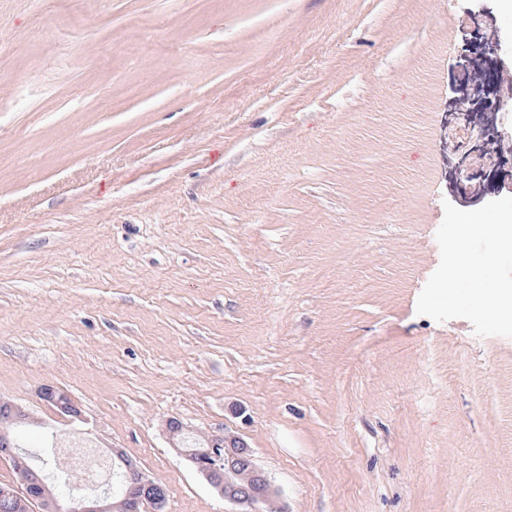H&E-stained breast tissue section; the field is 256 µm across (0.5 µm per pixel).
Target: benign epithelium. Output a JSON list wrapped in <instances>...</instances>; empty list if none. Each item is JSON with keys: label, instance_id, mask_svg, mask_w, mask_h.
I'll return each instance as SVG.
<instances>
[{"label": "benign epithelium", "instance_id": "obj_1", "mask_svg": "<svg viewBox=\"0 0 512 512\" xmlns=\"http://www.w3.org/2000/svg\"><path fill=\"white\" fill-rule=\"evenodd\" d=\"M462 45L458 52L455 70L456 78L448 99L449 111L461 110V106L478 105L484 98L485 85L483 78L474 71L473 55L481 54L484 62L493 65L498 71L509 74L512 72V41L500 39L486 43L485 48H474V32L462 29ZM500 112H512V96L503 95L497 98L496 106L486 114V127L493 133H498L497 115ZM455 183L458 188L452 190V199L463 206H476L483 202L485 196L499 193L506 189L512 192V182L502 180L494 173L484 174L488 185L476 184L468 190H461L459 184L462 179H470V164L467 155H458L453 166ZM42 400L56 407L61 413L71 417H81L80 410L73 405L69 397L60 391L47 388L42 393ZM0 412L4 413L6 424L0 427V441L7 444L10 441V430L31 423V417L20 406L4 402L0 404ZM166 433L172 448L177 450L197 471L206 479H211L215 471H224V483L213 484L219 493H224V486L234 484L244 478L237 469L226 464V461L241 454L253 457L252 450L246 442L231 431L206 436V447L190 448L187 441L192 439L191 432L183 423L169 420L166 423ZM113 460L121 463L126 470L125 478L130 485L119 496L108 490L84 493L78 497L61 498L52 486L41 480L28 463L24 452H9L8 457L19 475V481L3 489V493L15 498L19 502L22 512H32L34 506H39L42 512H140V507L150 504L152 512H166V500L163 498L150 501L139 495V489L148 487L153 481L138 466L129 459L119 448L112 449ZM251 473L260 477L265 491L260 497L237 503L241 507L239 512H262L266 499L277 496L265 472L256 464L251 463Z\"/></svg>", "mask_w": 512, "mask_h": 512}]
</instances>
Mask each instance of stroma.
<instances>
[{
    "instance_id": "stroma-1",
    "label": "stroma",
    "mask_w": 512,
    "mask_h": 512,
    "mask_svg": "<svg viewBox=\"0 0 512 512\" xmlns=\"http://www.w3.org/2000/svg\"><path fill=\"white\" fill-rule=\"evenodd\" d=\"M475 8L0 0V400L26 451L120 448L168 512H236L174 419L239 434L287 512H512V323L447 288ZM476 126L470 122L460 121L453 125H448V141L457 149H466L472 146ZM42 400L46 404L56 407L65 415L81 418L80 410L73 405L69 397L63 392L47 388L42 393ZM0 404H2V412L0 407V426L2 423V413H4L6 420V424L0 428V437L2 443L7 444L10 441V430L12 428L27 425L32 421L29 414L22 407L7 402H1Z\"/></svg>"
}]
</instances>
